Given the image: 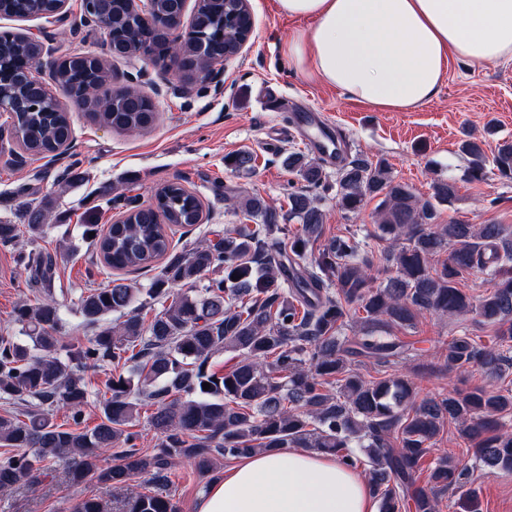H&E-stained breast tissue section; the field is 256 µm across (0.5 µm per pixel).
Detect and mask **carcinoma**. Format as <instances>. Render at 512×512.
<instances>
[{
    "instance_id": "obj_1",
    "label": "carcinoma",
    "mask_w": 512,
    "mask_h": 512,
    "mask_svg": "<svg viewBox=\"0 0 512 512\" xmlns=\"http://www.w3.org/2000/svg\"><path fill=\"white\" fill-rule=\"evenodd\" d=\"M54 9L55 0H0L7 16H49ZM175 10V0H151L147 25L127 0H115L112 42L118 54L148 56L166 68L161 46L172 38L167 19ZM227 26L241 34L253 27L240 0H199L193 38L184 49L185 83L236 53L237 43L220 36ZM0 43L13 68L42 53L40 44L10 31L0 34ZM53 78L67 98L95 86L78 106L116 131L147 130L158 120L155 106L135 90L99 93L111 71L92 52L56 59ZM0 96L25 106L14 137L26 153L54 155L72 138L70 112L49 88L5 73ZM462 150L472 158L470 179L484 180L482 145L468 140ZM224 161L247 173L255 157L240 151ZM282 164L307 184L288 193V217L301 224L293 234L277 209L260 196H246L237 208L251 223L234 225L210 244L178 250L170 232L204 220L202 201L179 182L158 188L151 203L125 211L103 230L87 225L109 268L141 270L161 262L144 290L114 278L80 292L74 306L94 329L90 336L63 342L65 321L53 299L57 257L28 260L36 303L15 308L19 335L0 336V399L23 409L20 417H0V489L35 487L59 464L73 487L95 481L128 488L115 512H178L170 495L129 486L139 479L166 487L184 462L207 478L221 457L282 448H310L354 465L352 448L358 447L370 464V488L381 512H439L440 494L475 497L464 490L468 462L451 452L434 459L426 485L417 484L421 461L449 420L468 445L466 457L489 475H512V432L503 424L512 415V390L489 384L422 398L410 376L391 372L408 352L394 330L414 327L423 312L469 318L494 331L488 344L465 329L450 334L442 344L444 368L478 370L491 383L512 369V226L438 224L437 206L456 196L454 179L436 181L422 201L390 176L385 160L356 158L338 169V206L357 213L367 199L380 198V220L369 237L391 246L375 248L355 232L322 243L324 213L310 194L326 182L322 165L300 152L288 153ZM492 166L512 180L511 139L498 143ZM47 212L48 202H29V239L43 233ZM442 253L447 257L439 262ZM475 267L487 269L494 281L478 299L462 284L463 274ZM375 269L386 274L378 286ZM206 272L218 277L203 285ZM197 286L194 295L182 291ZM135 304L157 310L147 322L132 310ZM353 310L364 316L361 335L349 339L343 331ZM111 314L123 321L107 325ZM221 349L237 356L224 374L209 367ZM121 362L128 372L108 380L93 429H64L52 421L51 407L61 405L80 423L90 397L85 369ZM368 363L386 375L366 379L360 367ZM144 406L152 407L147 424L158 436L149 453L134 448L137 433L130 431Z\"/></svg>"
}]
</instances>
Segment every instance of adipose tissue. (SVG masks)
<instances>
[{"label":"adipose tissue","mask_w":512,"mask_h":512,"mask_svg":"<svg viewBox=\"0 0 512 512\" xmlns=\"http://www.w3.org/2000/svg\"><path fill=\"white\" fill-rule=\"evenodd\" d=\"M309 20L287 50L312 79L385 112L430 101L450 58L482 69L512 58V0H278ZM195 512H380L367 478L306 448L240 457Z\"/></svg>","instance_id":"obj_1"}]
</instances>
